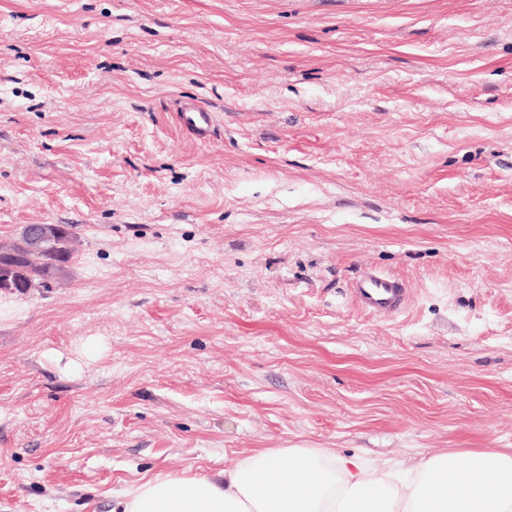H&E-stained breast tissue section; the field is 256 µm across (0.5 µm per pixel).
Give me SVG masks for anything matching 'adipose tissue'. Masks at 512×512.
Returning a JSON list of instances; mask_svg holds the SVG:
<instances>
[{
  "label": "adipose tissue",
  "mask_w": 512,
  "mask_h": 512,
  "mask_svg": "<svg viewBox=\"0 0 512 512\" xmlns=\"http://www.w3.org/2000/svg\"><path fill=\"white\" fill-rule=\"evenodd\" d=\"M119 512H512V452L453 448L403 470L323 448H260L214 475H157Z\"/></svg>",
  "instance_id": "obj_1"
}]
</instances>
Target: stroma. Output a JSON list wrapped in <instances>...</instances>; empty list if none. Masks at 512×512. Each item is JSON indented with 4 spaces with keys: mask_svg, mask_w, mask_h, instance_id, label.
I'll list each match as a JSON object with an SVG mask.
<instances>
[{
    "mask_svg": "<svg viewBox=\"0 0 512 512\" xmlns=\"http://www.w3.org/2000/svg\"><path fill=\"white\" fill-rule=\"evenodd\" d=\"M29 224L76 240L0 290V512L512 450V0H0V242ZM176 117L179 124L201 142L210 138L216 124L214 112L193 103L183 105ZM355 302L371 314H393L404 309L409 292L398 276L376 270H365L350 288Z\"/></svg>",
    "mask_w": 512,
    "mask_h": 512,
    "instance_id": "35a3bbf8",
    "label": "stroma"
}]
</instances>
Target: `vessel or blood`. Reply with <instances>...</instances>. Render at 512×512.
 I'll return each mask as SVG.
<instances>
[{
    "instance_id": "obj_1",
    "label": "vessel or blood",
    "mask_w": 512,
    "mask_h": 512,
    "mask_svg": "<svg viewBox=\"0 0 512 512\" xmlns=\"http://www.w3.org/2000/svg\"><path fill=\"white\" fill-rule=\"evenodd\" d=\"M179 124L199 141H207L216 124L214 112L193 103L185 104L176 114ZM355 302L372 314H393L404 309L409 292L398 276L365 270L350 288Z\"/></svg>"
}]
</instances>
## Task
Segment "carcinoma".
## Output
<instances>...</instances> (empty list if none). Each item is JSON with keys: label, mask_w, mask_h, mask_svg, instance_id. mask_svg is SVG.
Segmentation results:
<instances>
[{"label": "carcinoma", "mask_w": 512, "mask_h": 512, "mask_svg": "<svg viewBox=\"0 0 512 512\" xmlns=\"http://www.w3.org/2000/svg\"><path fill=\"white\" fill-rule=\"evenodd\" d=\"M72 232L66 225L50 224L48 233L34 242L20 235L18 241L0 248V283L8 280L18 292L35 282L47 288L68 276Z\"/></svg>", "instance_id": "carcinoma-1"}]
</instances>
